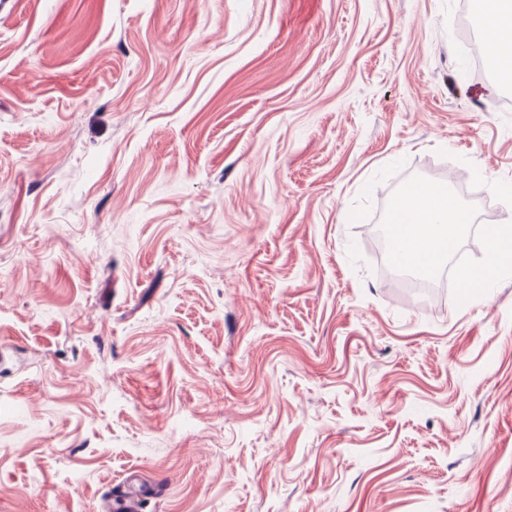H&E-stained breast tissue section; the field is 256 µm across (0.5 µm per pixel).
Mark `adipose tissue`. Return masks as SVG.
I'll return each mask as SVG.
<instances>
[{
	"label": "adipose tissue",
	"mask_w": 512,
	"mask_h": 512,
	"mask_svg": "<svg viewBox=\"0 0 512 512\" xmlns=\"http://www.w3.org/2000/svg\"><path fill=\"white\" fill-rule=\"evenodd\" d=\"M481 23L487 36L489 64L497 69L506 67L512 54V0H484ZM471 221L470 212L445 189L413 186L390 209L387 228L394 240L391 263L401 270L437 271L454 249L461 229ZM485 242L484 264L459 277L471 298L480 297L499 275L512 273V225H489Z\"/></svg>",
	"instance_id": "adipose-tissue-1"
}]
</instances>
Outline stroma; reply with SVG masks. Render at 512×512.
Returning <instances> with one entry per match:
<instances>
[{"label":"stroma","instance_id":"1","mask_svg":"<svg viewBox=\"0 0 512 512\" xmlns=\"http://www.w3.org/2000/svg\"><path fill=\"white\" fill-rule=\"evenodd\" d=\"M459 0H0V512H512V276L423 303L409 184L512 222ZM163 483L142 490L133 485L131 476L126 477L123 485L114 491L111 507L109 511L115 510L119 505V509L123 512H140L142 510V502L146 494L157 495L162 491Z\"/></svg>","mask_w":512,"mask_h":512}]
</instances>
